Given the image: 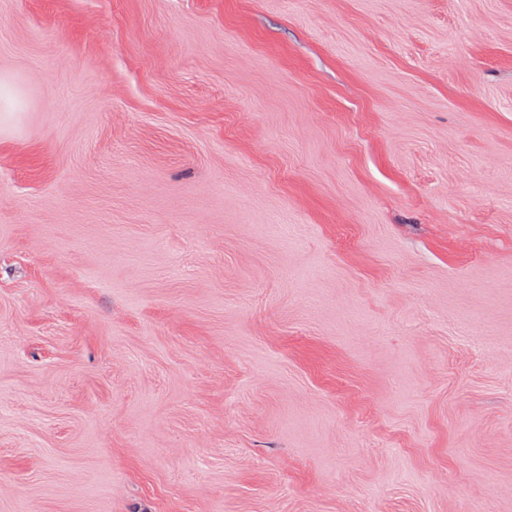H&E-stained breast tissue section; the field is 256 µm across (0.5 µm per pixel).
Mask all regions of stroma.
<instances>
[{"label": "stroma", "instance_id": "stroma-1", "mask_svg": "<svg viewBox=\"0 0 512 512\" xmlns=\"http://www.w3.org/2000/svg\"><path fill=\"white\" fill-rule=\"evenodd\" d=\"M0 512H512V0H0Z\"/></svg>", "mask_w": 512, "mask_h": 512}]
</instances>
